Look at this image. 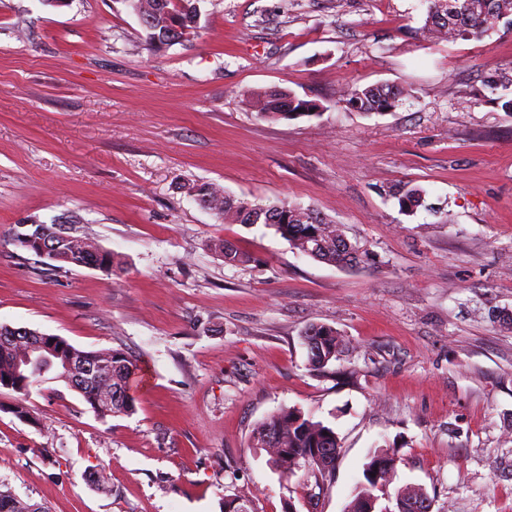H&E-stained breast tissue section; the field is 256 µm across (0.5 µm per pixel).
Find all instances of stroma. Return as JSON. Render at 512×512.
<instances>
[{"mask_svg":"<svg viewBox=\"0 0 512 512\" xmlns=\"http://www.w3.org/2000/svg\"><path fill=\"white\" fill-rule=\"evenodd\" d=\"M424 0H206L156 48L125 0H0V324L136 360L135 410L99 419L60 382L0 387V485L46 512H346L370 456L432 512H512V115L458 91L512 69V27L436 42ZM352 84L410 91L385 114ZM287 89L315 117L259 118ZM214 182L342 224L375 265L343 270L187 193ZM423 187L450 223L386 188ZM74 222L120 270L9 241ZM228 242L247 263L225 264ZM335 328L326 373L302 344ZM28 415L18 417L17 403ZM297 408L334 429L331 481L272 469L251 433ZM109 477L107 489L90 481ZM310 329V331H308ZM303 336V343L307 348L309 342H313L319 354L309 358V365L314 371H322L327 365L342 352V340L338 333L330 327L311 326Z\"/></svg>","mask_w":512,"mask_h":512,"instance_id":"stroma-1","label":"stroma"}]
</instances>
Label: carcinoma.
Masks as SVG:
<instances>
[{
	"label": "carcinoma",
	"mask_w": 512,
	"mask_h": 512,
	"mask_svg": "<svg viewBox=\"0 0 512 512\" xmlns=\"http://www.w3.org/2000/svg\"><path fill=\"white\" fill-rule=\"evenodd\" d=\"M134 10L152 17L156 24L147 31L149 43L169 45L171 40L182 38L176 28H193L201 16L204 0H125ZM427 13L420 31L441 40L481 39L494 32L501 21L512 24V0H426ZM485 87L493 94L491 101L512 114V70L498 71L485 81ZM407 93L399 87L384 85L347 86L340 102L350 110L365 113H383L394 109ZM258 105L259 115L264 119L293 120L316 115V106L298 98L286 89H273L252 94ZM190 193L199 204L215 212L230 224H265L275 229L293 249L326 264L338 268H354L374 262L371 252L358 244L345 242L341 225L329 221L310 206L272 202L253 203L225 193L213 182H204L190 187ZM397 199L400 211L410 216L420 207H427L425 191L418 186L405 185L389 191ZM12 243L41 253L46 245L57 248L66 260L54 264L96 268L106 272L119 264L114 254L101 249L95 242L77 231H66L58 224H40L36 221L15 230ZM36 329L19 335L9 344L0 343V387L11 382L18 385L17 392L27 394L36 383L46 376L63 382L78 393L96 416L107 417L129 415L134 410L133 382L138 366L126 353L116 349L96 351L82 350L61 338L55 343L51 362L45 363V373L24 375L19 365L24 362L30 340H38ZM313 343L319 354L309 359L314 371H322L342 352V340L330 327L312 326L305 331L303 343ZM82 357L88 382L77 388L70 377L54 372V367L64 363L69 356ZM335 431L320 421H315L295 409L281 410L267 417L252 431L254 448L272 449V462L283 468L288 476L303 469L315 482L322 483L330 471L319 467L312 458L315 448H330L340 451ZM380 451L370 457L365 465L364 482L357 486V493L349 505L348 512H367L366 498L375 494L377 487L370 480L379 464ZM0 512H44L42 507L31 503L11 490L0 489Z\"/></svg>",
	"instance_id": "obj_1"
}]
</instances>
